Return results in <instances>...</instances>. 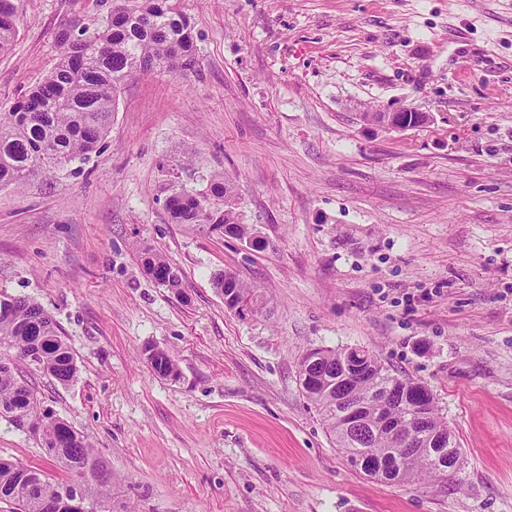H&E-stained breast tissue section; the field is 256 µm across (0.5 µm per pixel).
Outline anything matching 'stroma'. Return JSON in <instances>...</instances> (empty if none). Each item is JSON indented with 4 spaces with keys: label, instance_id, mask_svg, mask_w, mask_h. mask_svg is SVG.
I'll return each mask as SVG.
<instances>
[{
    "label": "stroma",
    "instance_id": "stroma-1",
    "mask_svg": "<svg viewBox=\"0 0 512 512\" xmlns=\"http://www.w3.org/2000/svg\"><path fill=\"white\" fill-rule=\"evenodd\" d=\"M169 3L193 66L128 80L99 152L0 189V292L44 306L78 366L66 385L18 375L106 462L112 512H512V0ZM113 5L22 0L0 105L55 67L58 31ZM400 107L427 119H362ZM214 172L256 242L171 222V180ZM147 249L182 293L144 273ZM222 271L262 313L225 308ZM314 348L369 350L432 391L463 450L445 483L346 462L299 385ZM0 455L68 479L3 419Z\"/></svg>",
    "mask_w": 512,
    "mask_h": 512
}]
</instances>
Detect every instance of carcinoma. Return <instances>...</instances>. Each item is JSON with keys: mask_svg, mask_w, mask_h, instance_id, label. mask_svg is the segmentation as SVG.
<instances>
[{"mask_svg": "<svg viewBox=\"0 0 512 512\" xmlns=\"http://www.w3.org/2000/svg\"><path fill=\"white\" fill-rule=\"evenodd\" d=\"M21 0H0V53L8 51L17 35ZM118 8L115 17L85 26L79 31L63 29L57 34L62 48L55 68L38 85L23 93L9 107L0 108V188L22 189L33 179L55 175L76 159L87 160L103 145L112 125L119 94L125 82L146 73L173 72L193 65L195 44L190 20L174 11L168 0H133ZM166 206L175 224H190L199 232L239 240L252 238L253 229L241 222L233 180L222 172L208 179L206 190L191 192L185 186L171 187ZM145 272L179 293L182 280L165 281L170 261L160 253L145 251ZM214 288L224 291L227 309L245 319L263 309L255 289L235 274L220 272ZM20 359L37 354L35 366L61 384L74 380L76 361L53 317L38 303L0 293V348ZM347 350H324L316 369L318 376H338ZM155 371L177 376L172 357L163 350L153 354ZM372 375L356 383L359 398L368 403L364 417L373 422L390 418L414 430L422 439L431 431H448L434 399L428 400V419L416 423L411 407L419 383L398 377L367 354ZM305 397L323 417L347 462L367 473L364 458L401 461L393 485L421 481L440 483L448 477V462L460 461L463 449L452 438L442 448H420L411 456L399 448L385 428L368 430L361 437L346 431L342 413L344 384L327 390L320 384L301 383ZM0 418L16 429L26 426L41 435L39 447L61 470L72 474L64 483L50 481L44 472L0 456V502L14 512H46L43 496L54 498L61 512H74L76 498L105 506L112 512V471L94 448L67 422L43 408L35 391L16 376L12 362H0Z\"/></svg>", "mask_w": 512, "mask_h": 512, "instance_id": "carcinoma-1", "label": "carcinoma"}]
</instances>
